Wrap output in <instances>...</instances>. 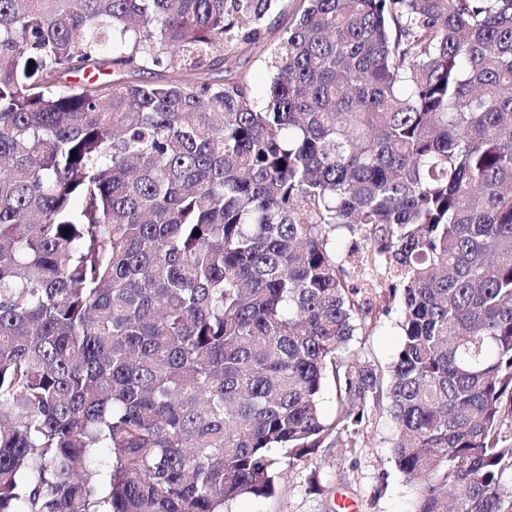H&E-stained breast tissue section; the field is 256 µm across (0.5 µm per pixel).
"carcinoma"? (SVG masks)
Returning <instances> with one entry per match:
<instances>
[{"instance_id":"1","label":"carcinoma","mask_w":512,"mask_h":512,"mask_svg":"<svg viewBox=\"0 0 512 512\" xmlns=\"http://www.w3.org/2000/svg\"><path fill=\"white\" fill-rule=\"evenodd\" d=\"M278 2L0 0V512H224L384 400L411 512H512V0ZM235 55L237 70L240 73L253 80H265L266 69L260 48L242 46ZM401 291L395 300H389L381 294L376 300V306L389 307V313L382 315L378 327L371 336H356L353 341L351 354L362 364H381L386 366L393 361L399 345L397 320L400 315L402 302Z\"/></svg>"}]
</instances>
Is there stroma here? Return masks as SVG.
Segmentation results:
<instances>
[{"instance_id": "obj_1", "label": "stroma", "mask_w": 512, "mask_h": 512, "mask_svg": "<svg viewBox=\"0 0 512 512\" xmlns=\"http://www.w3.org/2000/svg\"><path fill=\"white\" fill-rule=\"evenodd\" d=\"M387 307L372 335L356 337L355 359L388 365L399 345L400 300L380 297ZM394 424L386 409H373L361 446L349 450L326 439L304 462L292 467L267 498L238 501L228 512H341L345 501L358 512H409L413 492L392 460Z\"/></svg>"}]
</instances>
